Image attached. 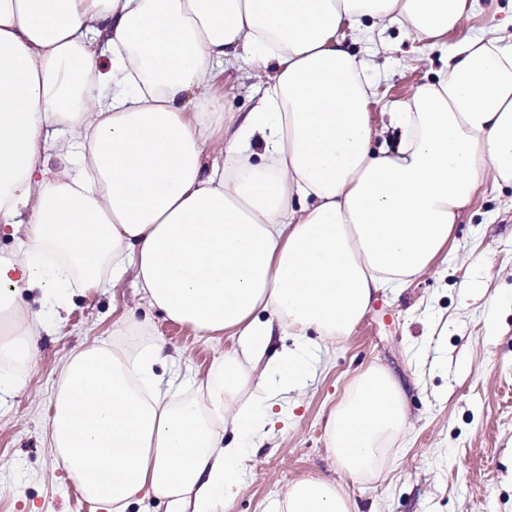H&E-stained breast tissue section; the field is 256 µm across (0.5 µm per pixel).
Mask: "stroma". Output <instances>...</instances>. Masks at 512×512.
I'll list each match as a JSON object with an SVG mask.
<instances>
[{"label":"stroma","instance_id":"1","mask_svg":"<svg viewBox=\"0 0 512 512\" xmlns=\"http://www.w3.org/2000/svg\"><path fill=\"white\" fill-rule=\"evenodd\" d=\"M385 45L351 49L373 64L368 112L380 139H393L388 111L432 82L444 65L439 48L388 32ZM26 311L54 322L38 358L0 394V512L82 510L79 490L46 444L50 400L65 355L115 340L126 310L149 321L171 354L162 372L177 373L195 395L214 359L231 346L206 341L149 310L132 280L70 296L64 320L50 302ZM318 358L302 393L279 400L267 434L248 443L229 512H285L291 484L321 477L337 483L352 512H512V187L481 188L448 246L424 274L378 293L349 334L310 333ZM389 369L405 395L407 422L360 479L344 473L328 444L332 410L368 366Z\"/></svg>","mask_w":512,"mask_h":512}]
</instances>
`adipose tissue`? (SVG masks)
<instances>
[{
	"label": "adipose tissue",
	"instance_id": "1",
	"mask_svg": "<svg viewBox=\"0 0 512 512\" xmlns=\"http://www.w3.org/2000/svg\"><path fill=\"white\" fill-rule=\"evenodd\" d=\"M479 0H0V359L34 364L40 317L67 292L132 277L142 301L197 335L229 334L196 397L157 373L166 346L72 350L47 442L89 500L126 512H217L245 439L264 427L228 394L264 364L256 400L301 389L310 331L347 334L374 297L427 271L485 184L512 186V43L488 28L391 115L376 144L374 86L346 30L432 42ZM263 68V94L226 120L225 72ZM293 345L271 351L274 329ZM406 423L395 376L366 368L327 437L359 477ZM286 512H351L325 479Z\"/></svg>",
	"mask_w": 512,
	"mask_h": 512
}]
</instances>
